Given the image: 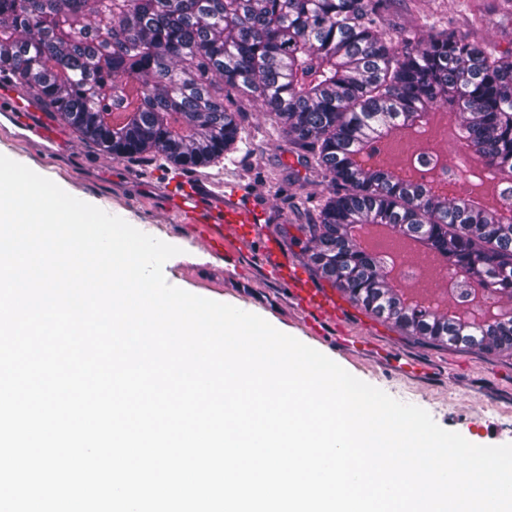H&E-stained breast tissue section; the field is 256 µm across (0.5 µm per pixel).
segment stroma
Returning <instances> with one entry per match:
<instances>
[{"label":"stroma","instance_id":"obj_1","mask_svg":"<svg viewBox=\"0 0 512 512\" xmlns=\"http://www.w3.org/2000/svg\"><path fill=\"white\" fill-rule=\"evenodd\" d=\"M448 24L468 32L488 50L512 48V12L503 10L499 0H391L390 33ZM227 100L242 112L250 133L247 147L231 156L234 175L251 188L255 201L264 208L266 234L289 253L299 254L290 237L297 225L309 223L308 202L321 198V178L309 159L273 129L253 102L234 92ZM29 119L48 132L49 142H42L17 122L10 125L8 134L0 135V154L51 179L70 195L183 249L185 261L164 268L171 285L263 317L360 380L425 409L439 426L460 433L471 443H512V357L416 340L345 298L340 301V326L326 327L324 337H315L306 330L304 314L284 289L264 277L255 250L240 256L244 275L226 274L223 257L202 246L197 227L176 223L165 198L157 192L161 165L111 159L42 103H35ZM339 330L373 341L398 359L428 365L430 372L421 378L404 376L386 370L374 356L343 351L331 340Z\"/></svg>","mask_w":512,"mask_h":512}]
</instances>
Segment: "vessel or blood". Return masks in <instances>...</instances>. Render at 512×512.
Returning <instances> with one entry per match:
<instances>
[{"instance_id": "obj_1", "label": "vessel or blood", "mask_w": 512, "mask_h": 512, "mask_svg": "<svg viewBox=\"0 0 512 512\" xmlns=\"http://www.w3.org/2000/svg\"><path fill=\"white\" fill-rule=\"evenodd\" d=\"M31 108L11 84L0 86V118L11 120ZM159 190L171 202L180 223L201 225V242L223 257L226 273H236L246 245L261 240L258 258L264 274L286 288L307 314L310 333H317L322 323L337 320L335 295L316 287L298 261L278 241L264 235L265 212L251 202L246 185L209 178L188 181L176 175L166 178Z\"/></svg>"}]
</instances>
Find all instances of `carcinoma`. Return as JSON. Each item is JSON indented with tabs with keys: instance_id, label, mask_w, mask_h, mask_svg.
I'll list each match as a JSON object with an SVG mask.
<instances>
[{
	"instance_id": "carcinoma-1",
	"label": "carcinoma",
	"mask_w": 512,
	"mask_h": 512,
	"mask_svg": "<svg viewBox=\"0 0 512 512\" xmlns=\"http://www.w3.org/2000/svg\"><path fill=\"white\" fill-rule=\"evenodd\" d=\"M387 0H0V74H9L113 159L184 168L247 140L236 91L320 170L325 186L295 244L355 305L408 336L512 356V49L499 55L451 26L395 42ZM456 116L482 171L420 153L385 167L387 145L429 144L428 116ZM499 200L471 197L483 180ZM468 184L466 195L447 188ZM383 225L455 278L453 300L416 301L360 243ZM496 300L476 303L475 287Z\"/></svg>"
}]
</instances>
